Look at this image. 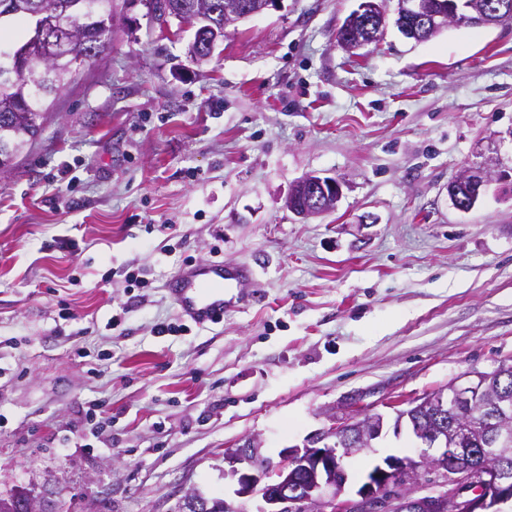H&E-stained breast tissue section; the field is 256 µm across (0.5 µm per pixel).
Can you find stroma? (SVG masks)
Returning a JSON list of instances; mask_svg holds the SVG:
<instances>
[{
    "mask_svg": "<svg viewBox=\"0 0 512 512\" xmlns=\"http://www.w3.org/2000/svg\"><path fill=\"white\" fill-rule=\"evenodd\" d=\"M355 6L282 0L198 62L193 28L120 0L110 46L0 177V496L232 502L249 439L276 462L347 410L390 417L512 363V182L448 199L463 167L512 169V24L420 43L391 25L353 54L336 30ZM306 174L343 181L335 211L285 208ZM206 259L256 275L221 322L187 324L164 285ZM417 447L386 427L347 490Z\"/></svg>",
    "mask_w": 512,
    "mask_h": 512,
    "instance_id": "stroma-1",
    "label": "stroma"
}]
</instances>
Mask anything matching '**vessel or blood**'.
I'll use <instances>...</instances> for the list:
<instances>
[{"instance_id": "vessel-or-blood-1", "label": "vessel or blood", "mask_w": 512, "mask_h": 512, "mask_svg": "<svg viewBox=\"0 0 512 512\" xmlns=\"http://www.w3.org/2000/svg\"><path fill=\"white\" fill-rule=\"evenodd\" d=\"M249 265H225L216 260H201L182 266L168 281L166 290L179 313L204 325L224 318L226 290L251 280Z\"/></svg>"}]
</instances>
